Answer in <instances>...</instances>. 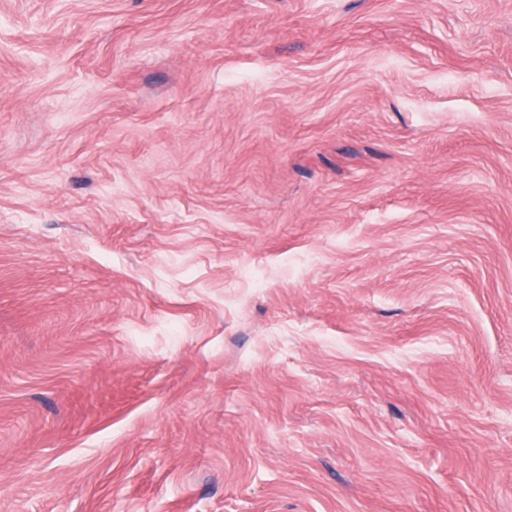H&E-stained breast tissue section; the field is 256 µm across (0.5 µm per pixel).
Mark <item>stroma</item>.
Masks as SVG:
<instances>
[{
    "mask_svg": "<svg viewBox=\"0 0 512 512\" xmlns=\"http://www.w3.org/2000/svg\"><path fill=\"white\" fill-rule=\"evenodd\" d=\"M0 512H512V0H0Z\"/></svg>",
    "mask_w": 512,
    "mask_h": 512,
    "instance_id": "1",
    "label": "stroma"
}]
</instances>
